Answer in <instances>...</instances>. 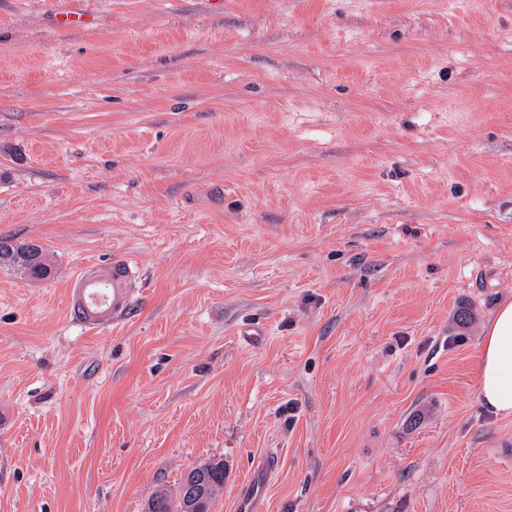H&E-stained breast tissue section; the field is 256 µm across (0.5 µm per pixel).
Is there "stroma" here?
<instances>
[{
    "label": "stroma",
    "instance_id": "obj_1",
    "mask_svg": "<svg viewBox=\"0 0 512 512\" xmlns=\"http://www.w3.org/2000/svg\"><path fill=\"white\" fill-rule=\"evenodd\" d=\"M0 234L54 269L0 268V512L203 462L234 512L269 450L264 512H512V0H0ZM116 261L126 315L81 319ZM483 404L501 417L512 416V301L501 303L484 329L477 367Z\"/></svg>",
    "mask_w": 512,
    "mask_h": 512
}]
</instances>
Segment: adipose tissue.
<instances>
[{
	"mask_svg": "<svg viewBox=\"0 0 512 512\" xmlns=\"http://www.w3.org/2000/svg\"><path fill=\"white\" fill-rule=\"evenodd\" d=\"M483 404L497 415L512 416V301L501 303L484 329L477 367Z\"/></svg>",
	"mask_w": 512,
	"mask_h": 512,
	"instance_id": "ef3b65f1",
	"label": "adipose tissue"
}]
</instances>
